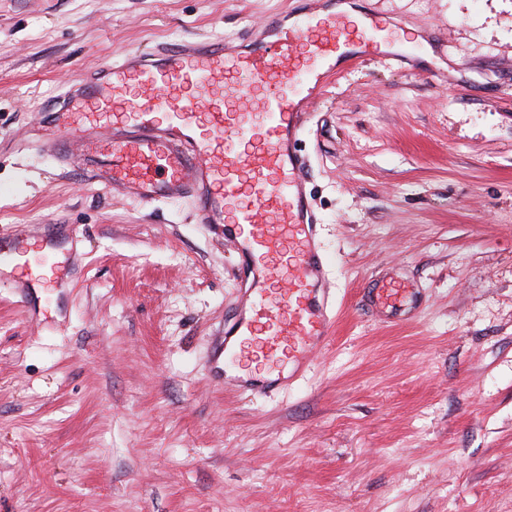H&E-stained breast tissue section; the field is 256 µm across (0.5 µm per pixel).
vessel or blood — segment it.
<instances>
[{"label": "vessel or blood", "mask_w": 512, "mask_h": 512, "mask_svg": "<svg viewBox=\"0 0 512 512\" xmlns=\"http://www.w3.org/2000/svg\"><path fill=\"white\" fill-rule=\"evenodd\" d=\"M390 28L371 16L354 23L320 0L236 38L132 52L71 85L38 133V148L62 168L75 161L73 142L90 144L82 164L112 192L143 205L191 199L199 222L232 245L246 283L224 325V386L279 389L329 341L336 298L297 144L338 62L381 57ZM59 236L20 251L0 228V272H13L19 295L63 287L73 254ZM367 301L388 313L415 306L402 286L373 289Z\"/></svg>", "instance_id": "1"}]
</instances>
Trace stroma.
<instances>
[{"label":"stroma","instance_id":"1","mask_svg":"<svg viewBox=\"0 0 512 512\" xmlns=\"http://www.w3.org/2000/svg\"><path fill=\"white\" fill-rule=\"evenodd\" d=\"M402 60L343 63L303 153L329 345L277 393L213 386L243 286L190 201L146 207L31 135L67 83L305 0H0V226L78 264L0 281V512H512V0H353ZM400 278L414 312L365 297Z\"/></svg>","mask_w":512,"mask_h":512}]
</instances>
